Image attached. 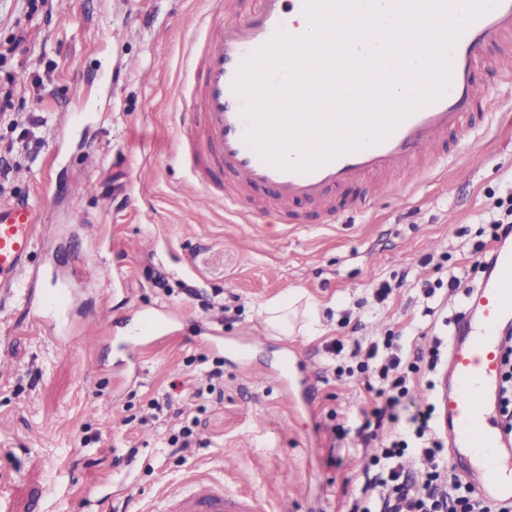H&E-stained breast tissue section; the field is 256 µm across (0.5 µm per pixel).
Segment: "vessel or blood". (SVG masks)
<instances>
[{"label":"vessel or blood","mask_w":512,"mask_h":512,"mask_svg":"<svg viewBox=\"0 0 512 512\" xmlns=\"http://www.w3.org/2000/svg\"><path fill=\"white\" fill-rule=\"evenodd\" d=\"M241 11V0H218L217 14L204 24L190 68L193 89L182 119V158L196 184L219 197L225 210L260 222L268 211L250 192L263 187L284 223H297L292 207L299 201L327 203L341 186L373 180V196L388 195L393 179L454 160L474 131L489 126L490 92L512 81V0H492L457 37L450 54L451 72L442 95L415 106L381 141L337 155L301 171L265 160L248 142L246 100L236 90L241 65L277 34L304 36L291 28L290 16L306 13L307 0H254ZM226 173L225 185L213 172ZM43 247L38 214L27 199L0 204V314L21 315L40 324L56 339L70 335L69 314L77 296L59 290V275L73 282L88 272L87 262L59 271L57 262L34 266ZM469 307L454 324L448 358V389L441 413L449 447L457 453L458 475L490 505L512 504V433L503 426L501 382L503 355L512 345V231L495 241ZM498 449L495 458L482 457ZM153 512H255L243 497H229L223 486L193 479L189 486L160 496Z\"/></svg>","instance_id":"vessel-or-blood-1"}]
</instances>
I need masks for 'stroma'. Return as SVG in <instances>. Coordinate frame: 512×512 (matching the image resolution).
<instances>
[{
    "instance_id": "obj_1",
    "label": "stroma",
    "mask_w": 512,
    "mask_h": 512,
    "mask_svg": "<svg viewBox=\"0 0 512 512\" xmlns=\"http://www.w3.org/2000/svg\"><path fill=\"white\" fill-rule=\"evenodd\" d=\"M213 4L47 0L32 14L26 0H0V43L26 37L22 54L0 60V86L46 118L33 131L36 152L14 155L0 202L25 197L40 210L37 263L51 252L63 267L93 263L72 317L98 325L60 341L22 316L0 323L9 335L0 356L14 367L0 380V472L12 478L0 512H98L97 496L120 481L128 494L112 512H146L194 474L265 512L374 507L381 491L367 484L390 466L377 461L378 445L411 426L386 424L367 445L356 438L375 393L355 342L391 333L429 352L481 276L488 220L512 194V86L495 91L492 126L455 165L412 176L411 190L369 212L330 224L323 206L300 202V223L244 224L179 159L187 56ZM85 93L88 128L67 130L62 115ZM50 183L58 191L48 197ZM452 276L460 285L451 290ZM290 288L321 303V335L279 340L261 327L260 306ZM159 310L174 319L141 350L142 376L113 378L108 366L122 356L109 341L114 323L133 340L140 313ZM213 335L223 350L210 346ZM336 340L338 354L327 349ZM218 359L223 395L196 396ZM168 393L199 420L185 451L167 445L170 424L149 419L150 400Z\"/></svg>"
}]
</instances>
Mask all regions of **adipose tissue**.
<instances>
[{"label":"adipose tissue","mask_w":512,"mask_h":512,"mask_svg":"<svg viewBox=\"0 0 512 512\" xmlns=\"http://www.w3.org/2000/svg\"><path fill=\"white\" fill-rule=\"evenodd\" d=\"M259 315L271 335L283 338L293 335L299 328L308 333L315 331L320 324L317 303L306 299L304 293L296 289L267 301Z\"/></svg>","instance_id":"ef3b65f1"}]
</instances>
